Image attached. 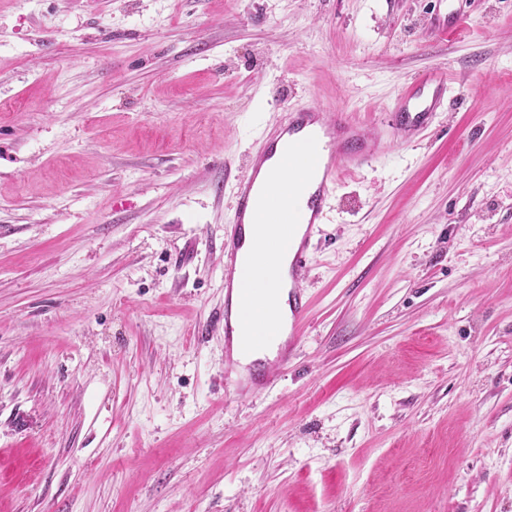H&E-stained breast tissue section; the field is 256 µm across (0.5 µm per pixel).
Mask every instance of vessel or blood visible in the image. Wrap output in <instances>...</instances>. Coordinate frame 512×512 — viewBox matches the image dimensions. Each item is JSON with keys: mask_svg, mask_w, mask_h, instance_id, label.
I'll return each mask as SVG.
<instances>
[{"mask_svg": "<svg viewBox=\"0 0 512 512\" xmlns=\"http://www.w3.org/2000/svg\"><path fill=\"white\" fill-rule=\"evenodd\" d=\"M437 3L427 19L428 28L440 35L456 32L461 25L460 11L450 9L448 0ZM447 94L448 77L443 73L433 72L410 84L393 107L390 127L403 140H414L434 123ZM380 151V137L364 130L347 113L331 112L314 103L292 105L286 107L282 119L251 155L248 173L234 185L233 222L224 231L225 297H237L243 307L250 302L253 290L241 252L251 240L250 225L263 219L266 200H278L289 223L303 227L300 238L288 241V321L280 323L275 314L269 318V338L283 340L279 365L288 363L310 308L302 281L331 198L344 176L368 167ZM272 165L297 174V185L304 192L303 204H296L293 193L282 192L280 185L268 178L267 169Z\"/></svg>", "mask_w": 512, "mask_h": 512, "instance_id": "1", "label": "vessel or blood"}]
</instances>
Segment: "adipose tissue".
Here are the masks:
<instances>
[{"label": "adipose tissue", "instance_id": "ef3b65f1", "mask_svg": "<svg viewBox=\"0 0 512 512\" xmlns=\"http://www.w3.org/2000/svg\"><path fill=\"white\" fill-rule=\"evenodd\" d=\"M293 227L291 224L266 220L255 227L260 250L257 264L259 278L254 285L253 309L256 326H264V312L276 307L280 316L288 314V265L286 246Z\"/></svg>", "mask_w": 512, "mask_h": 512}]
</instances>
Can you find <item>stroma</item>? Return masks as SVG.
I'll return each mask as SVG.
<instances>
[{"instance_id": "obj_1", "label": "stroma", "mask_w": 512, "mask_h": 512, "mask_svg": "<svg viewBox=\"0 0 512 512\" xmlns=\"http://www.w3.org/2000/svg\"><path fill=\"white\" fill-rule=\"evenodd\" d=\"M435 3L0 0V512H512V0ZM312 100L384 146L239 396L233 185ZM436 2L438 8L428 17V28L440 35L456 32L461 25V12L448 8L449 0H437ZM448 94L446 74L433 72L410 84L398 98L388 125L410 142L431 126Z\"/></svg>"}]
</instances>
